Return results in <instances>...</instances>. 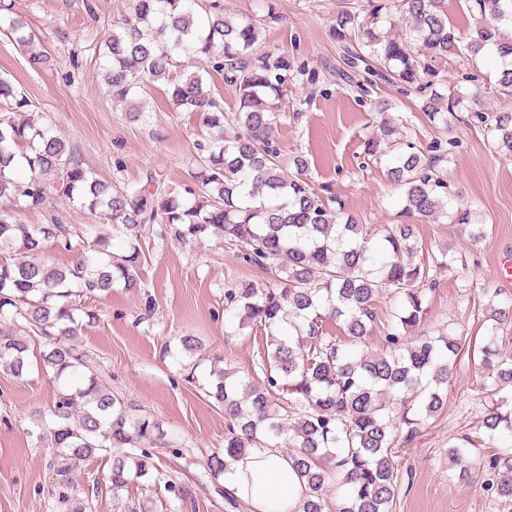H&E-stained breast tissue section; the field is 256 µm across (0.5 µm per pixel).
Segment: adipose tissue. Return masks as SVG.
Instances as JSON below:
<instances>
[{"mask_svg":"<svg viewBox=\"0 0 512 512\" xmlns=\"http://www.w3.org/2000/svg\"><path fill=\"white\" fill-rule=\"evenodd\" d=\"M224 484L251 512H294L299 499L300 484L291 461L275 448L235 462Z\"/></svg>","mask_w":512,"mask_h":512,"instance_id":"adipose-tissue-1","label":"adipose tissue"}]
</instances>
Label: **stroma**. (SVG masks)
<instances>
[{"mask_svg": "<svg viewBox=\"0 0 512 512\" xmlns=\"http://www.w3.org/2000/svg\"><path fill=\"white\" fill-rule=\"evenodd\" d=\"M340 0H224L236 15L264 16L265 50L297 59L285 112L275 137L284 153L299 151L310 161L308 176L332 185L347 214L359 223L396 222L400 190L380 169L358 167L366 139L377 131V104L408 120V132L422 147L438 138L456 141L446 162L448 181L460 202L472 205L489 233L473 242L455 235L447 219H417L423 251L450 249L459 263L438 273L421 330L466 328L484 337L477 311L483 288L499 289V303L512 302L502 270L512 253V157L491 151L484 125L466 109L450 114L447 125H431L419 111L415 90L381 83L362 91V68L340 80L342 45L330 33ZM15 10L40 34L50 65L33 71L26 56L0 35V76L9 78L38 111L52 113L58 131L98 176L141 185L155 174L169 185L181 183L192 168L194 143L209 136L200 119L175 111L164 83L146 88L149 123H126L122 108L107 95L93 47L132 13V0H15ZM263 273L237 258L233 249L211 240L184 247L156 242L141 269L142 286L115 288L96 302L100 320L84 327V349L114 391L125 395L159 422L170 451L179 455L178 476L195 480L201 463L224 448V414L196 387L182 381L179 367L165 356L166 345L191 334L204 345L200 375L209 358L245 377L253 374L262 339L239 333L238 320L224 308L232 283L261 279ZM483 376L471 355H463L448 383V404L408 441L397 443L394 461L400 489L395 512H499L487 492L456 482L448 471V446L482 420L478 390ZM56 383L31 374L21 382L0 372V512H53L60 482L49 467L51 450L33 433L36 416L47 414ZM110 463L100 458L69 476L78 497H91L93 512H166L165 499L140 481L119 493L98 489Z\"/></svg>", "mask_w": 512, "mask_h": 512, "instance_id": "obj_1", "label": "stroma"}]
</instances>
